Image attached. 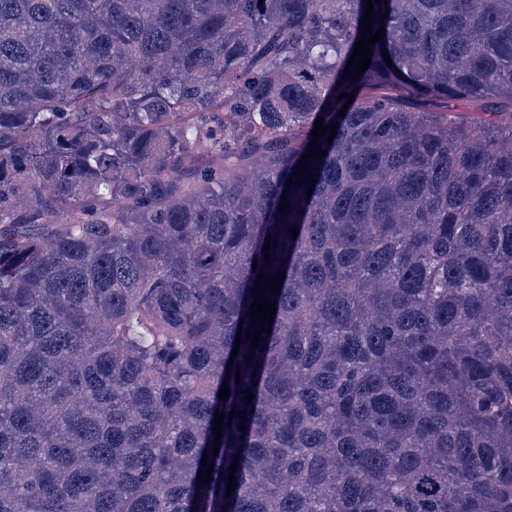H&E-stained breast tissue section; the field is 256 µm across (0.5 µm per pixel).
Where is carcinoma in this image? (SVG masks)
Returning <instances> with one entry per match:
<instances>
[{"mask_svg":"<svg viewBox=\"0 0 512 512\" xmlns=\"http://www.w3.org/2000/svg\"><path fill=\"white\" fill-rule=\"evenodd\" d=\"M365 4L0 0V512H512V0ZM414 107L427 109L435 112H452L450 115L467 120L490 119L485 112H494L490 105L480 98H459L450 103L432 98L417 99L413 102Z\"/></svg>","mask_w":512,"mask_h":512,"instance_id":"obj_1","label":"carcinoma"}]
</instances>
